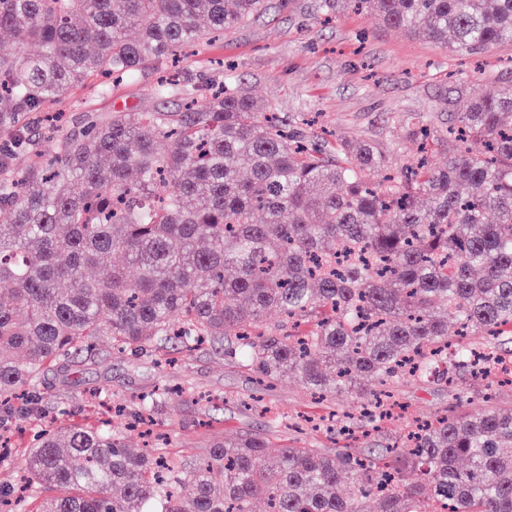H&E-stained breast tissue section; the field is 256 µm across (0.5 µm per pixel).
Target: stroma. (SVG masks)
<instances>
[{
  "label": "stroma",
  "mask_w": 512,
  "mask_h": 512,
  "mask_svg": "<svg viewBox=\"0 0 512 512\" xmlns=\"http://www.w3.org/2000/svg\"><path fill=\"white\" fill-rule=\"evenodd\" d=\"M176 67L200 89L224 82L248 92L265 111L320 116L329 134L389 147L396 164L419 150L403 128L407 113H424L441 126L449 109L464 111L493 87L512 85V43L480 55L455 53L373 15L325 13L322 0H269L265 14L224 37L203 35ZM461 71L472 79L452 105L448 85ZM157 77L151 71L117 80L106 94L92 83L75 89L54 107L60 131L79 129L91 115L170 107V100L151 93ZM95 345L92 355L48 367L39 386L0 410V418L9 428L31 432L42 414L50 413L61 427L81 418L91 397L105 407L113 397L126 398L134 412L140 398L166 386L172 394L156 408L153 430L165 437L171 461L180 466L204 457L212 440L247 433L267 434L273 456L288 445L334 450L325 432L302 428L303 417L360 404L349 394L315 404L292 377L261 386L255 374L225 358L219 339L187 355L166 348L153 359L112 352L106 336ZM396 397L409 415L422 420L453 403L447 386L432 382L402 384Z\"/></svg>",
  "instance_id": "stroma-1"
}]
</instances>
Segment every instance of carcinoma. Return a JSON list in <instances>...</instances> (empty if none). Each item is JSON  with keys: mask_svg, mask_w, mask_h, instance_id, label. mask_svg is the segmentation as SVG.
<instances>
[{"mask_svg": "<svg viewBox=\"0 0 512 512\" xmlns=\"http://www.w3.org/2000/svg\"><path fill=\"white\" fill-rule=\"evenodd\" d=\"M453 52L512 42V0H324ZM267 0H0V406L98 336L153 355L226 338L262 385L293 376L321 400L372 391L362 416L390 443L355 455L215 440L174 472L112 424L42 429L25 457L36 512H512V410L478 370V336H512V86L448 128L404 120L419 153L323 138L247 92L175 81L163 111L44 134L34 117L85 82L136 77L265 13ZM138 29L130 39L126 30ZM169 143L161 154L157 144ZM448 148V165L428 156ZM81 192H73V184ZM263 215L252 221L253 212ZM493 213L497 222L487 223ZM120 252L137 277L112 265ZM104 268L103 278L89 270ZM282 319L271 324L265 310ZM458 323L448 344V321ZM430 377L454 405L397 433L391 389ZM417 476L408 482L406 474ZM187 483L191 494L179 495Z\"/></svg>", "mask_w": 512, "mask_h": 512, "instance_id": "1", "label": "carcinoma"}]
</instances>
